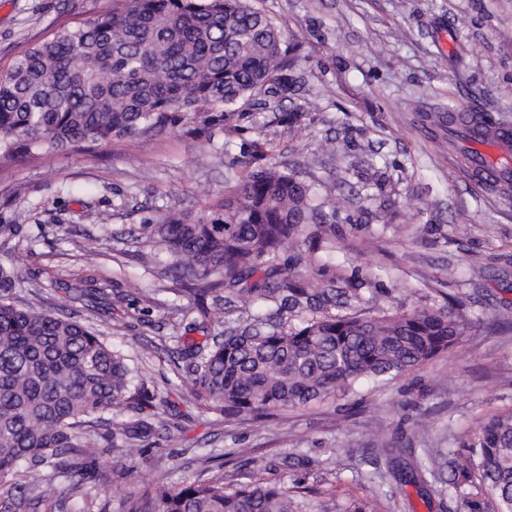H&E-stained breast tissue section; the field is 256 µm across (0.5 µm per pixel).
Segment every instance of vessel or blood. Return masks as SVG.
<instances>
[{"label": "vessel or blood", "mask_w": 512, "mask_h": 512, "mask_svg": "<svg viewBox=\"0 0 512 512\" xmlns=\"http://www.w3.org/2000/svg\"><path fill=\"white\" fill-rule=\"evenodd\" d=\"M460 125L464 143L474 153L475 174L497 187H512V126L503 124L477 133L467 114Z\"/></svg>", "instance_id": "vessel-or-blood-1"}]
</instances>
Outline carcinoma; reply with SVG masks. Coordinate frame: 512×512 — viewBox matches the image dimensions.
Instances as JSON below:
<instances>
[{
  "label": "carcinoma",
  "mask_w": 512,
  "mask_h": 512,
  "mask_svg": "<svg viewBox=\"0 0 512 512\" xmlns=\"http://www.w3.org/2000/svg\"><path fill=\"white\" fill-rule=\"evenodd\" d=\"M294 47L253 0H112L93 20L24 49L0 73V171L39 158L177 131L208 145L237 129L246 109L288 97ZM304 114L272 122L303 129ZM257 137L224 143V205L192 216L176 195L139 226L156 276L202 321L176 337L170 362L207 413L269 421L349 396L361 378L389 381L457 344L466 324L451 310L373 311L349 278L291 276L304 224L336 217V195ZM0 263V512H68L112 482L93 463L107 452L136 462L155 435L156 401L123 355L92 326L23 306ZM204 333L197 342L187 334ZM131 411L135 420L122 415ZM468 454L424 449L408 480L435 469L468 512H512V413L479 422ZM49 467L31 484L7 478ZM127 512H307L305 501L253 477L194 479L130 497Z\"/></svg>",
  "instance_id": "1"
}]
</instances>
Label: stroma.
Here are the masks:
<instances>
[{
  "mask_svg": "<svg viewBox=\"0 0 512 512\" xmlns=\"http://www.w3.org/2000/svg\"><path fill=\"white\" fill-rule=\"evenodd\" d=\"M111 0H0V72L56 29L92 20ZM298 48L297 91L283 111L305 112V131L274 125L252 107L244 130L207 146L179 134L66 152L0 175V223L19 225L0 262L27 283L25 305L92 321L138 366L151 392L174 402L171 436L150 438L136 466L110 453L97 466L110 486L93 512H125L129 496L187 478L223 477L210 452L252 449L258 481L304 497L311 512H461L456 495H421L399 474L413 448L462 451L480 419L512 412V191L491 189L444 142L437 115L473 109L512 125V0H255ZM300 162L326 139L334 154L316 172L346 197L303 265L357 277L377 310L449 307L462 340L420 370L380 385L359 380L345 400L266 422H224L198 409L168 359L146 354L172 335L169 281L156 278L131 238L171 193L192 215L224 200V145L256 137ZM110 214L101 226L99 214ZM104 289L109 316H91L83 290ZM402 448L362 464L376 429ZM345 457V470L336 467Z\"/></svg>",
  "mask_w": 512,
  "mask_h": 512,
  "instance_id": "35a3bbf8",
  "label": "stroma"
}]
</instances>
